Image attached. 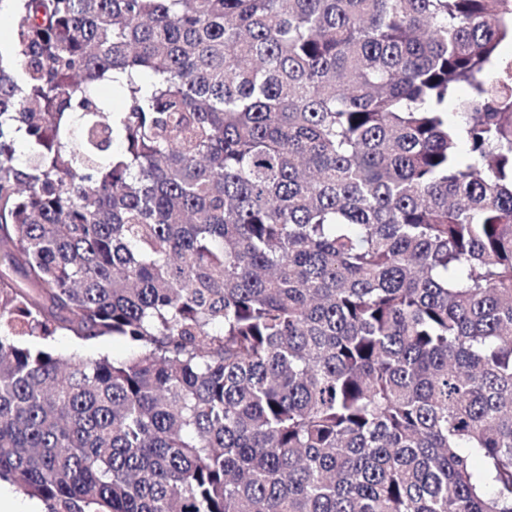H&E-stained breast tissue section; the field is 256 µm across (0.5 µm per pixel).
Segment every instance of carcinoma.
Returning <instances> with one entry per match:
<instances>
[{
	"mask_svg": "<svg viewBox=\"0 0 512 512\" xmlns=\"http://www.w3.org/2000/svg\"><path fill=\"white\" fill-rule=\"evenodd\" d=\"M13 2L0 481L512 512V0ZM54 348L62 353L68 355L74 352L81 353L88 356H108L113 357L121 356L125 353V347L121 342L112 341V338H107L91 347L82 346L68 337L57 339L53 343Z\"/></svg>",
	"mask_w": 512,
	"mask_h": 512,
	"instance_id": "1",
	"label": "carcinoma"
}]
</instances>
